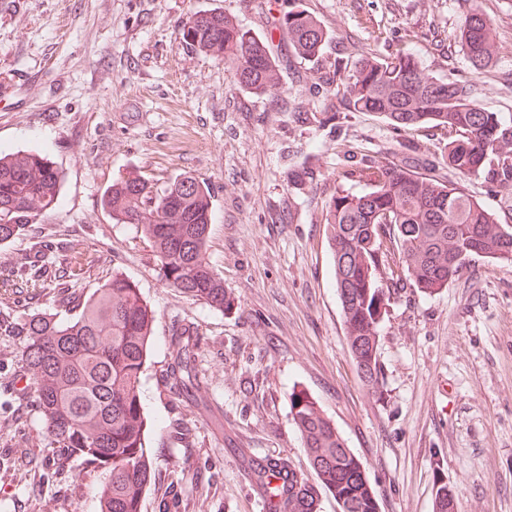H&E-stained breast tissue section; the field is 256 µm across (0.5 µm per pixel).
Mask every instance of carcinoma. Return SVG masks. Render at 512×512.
I'll list each match as a JSON object with an SVG mask.
<instances>
[{
	"label": "carcinoma",
	"mask_w": 512,
	"mask_h": 512,
	"mask_svg": "<svg viewBox=\"0 0 512 512\" xmlns=\"http://www.w3.org/2000/svg\"><path fill=\"white\" fill-rule=\"evenodd\" d=\"M279 30L289 57L300 61L323 59L331 40L301 0H288ZM180 35L188 51L224 61L242 91L262 97L282 84L283 61L269 41L218 8L187 16ZM459 38L474 71L496 64V35L482 12L465 16ZM333 88L337 104L331 112H368L396 131L440 128L448 140L437 166L512 194V117L484 108L471 85L430 76L409 55L367 52L350 68L338 59L330 71L315 74L316 92ZM406 150L401 145L385 162L349 161L342 182L364 190L342 188L323 209L350 351L370 389L379 383L378 326L389 288L408 285L431 295L448 287L476 256L512 264V225L500 223L461 188L434 176L433 169L417 170ZM62 181V172L41 152L0 150V243L22 235L56 206ZM101 204L113 223L140 228L169 287L214 309L233 307L224 278L206 257L213 207L207 184L195 179L185 190L176 177L159 187L129 172L112 180ZM386 240L397 246L401 275L391 271L382 251ZM47 275L37 256L20 270H0V289L21 293ZM69 304V297L56 293L49 298L50 309L28 315L22 324L25 369L36 374L33 398L49 444L58 452L54 464L76 456L102 472L96 488L100 512H141L153 473L141 378L155 312L119 272L77 304L72 318H57L55 309ZM174 342L167 384L170 392L189 396L198 387L191 367L198 334L187 326ZM290 401L310 467L336 501L337 512H379L366 470L333 421L303 389H292ZM254 472L276 506L319 512L315 487L288 462L267 458L254 464Z\"/></svg>",
	"instance_id": "1"
}]
</instances>
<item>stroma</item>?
I'll use <instances>...</instances> for the list:
<instances>
[{
	"label": "stroma",
	"mask_w": 512,
	"mask_h": 512,
	"mask_svg": "<svg viewBox=\"0 0 512 512\" xmlns=\"http://www.w3.org/2000/svg\"><path fill=\"white\" fill-rule=\"evenodd\" d=\"M331 36L329 58L365 52L413 56L429 72L471 84L488 110L512 114V0H303ZM218 8L288 47L286 0H0V149L37 150L62 170L58 205L0 245V267L40 243L67 247L90 295L119 271L156 322L141 380L155 476L142 512H260L249 469L282 458L316 482L291 414L306 389L364 463L380 512H435L447 483L455 512H512V267L475 258L432 295L391 291L378 328V390L351 355L322 221L346 156L390 159L399 142L438 157L443 131L399 133L364 112L329 120L311 63L292 61L275 98L234 90L224 63L179 42L189 13ZM481 10L497 35L496 65L474 73L459 26ZM306 169L302 187L290 185ZM136 170L163 183L179 175L213 194L207 246L236 307L224 312L169 288L136 225L112 223L101 196ZM512 225V195L480 178L437 169ZM42 286L0 291V512H99L102 474L56 455L28 396L19 324L43 310ZM200 342L194 397L161 375L177 329Z\"/></svg>",
	"instance_id": "1"
}]
</instances>
